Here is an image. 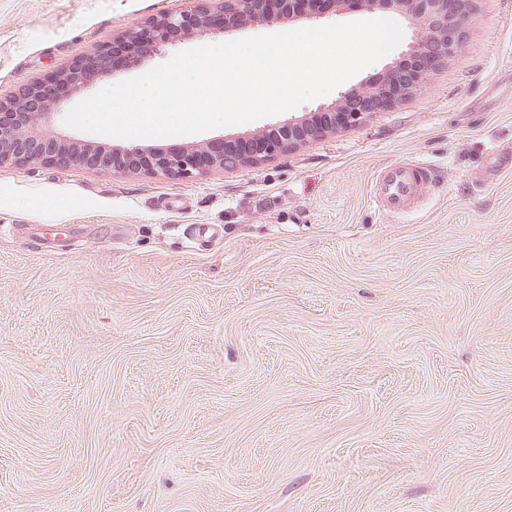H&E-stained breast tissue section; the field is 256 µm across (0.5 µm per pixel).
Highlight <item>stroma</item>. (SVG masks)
Here are the masks:
<instances>
[{"mask_svg": "<svg viewBox=\"0 0 512 512\" xmlns=\"http://www.w3.org/2000/svg\"><path fill=\"white\" fill-rule=\"evenodd\" d=\"M195 7L0 0V96ZM0 512H512V0L255 168H0ZM440 174L423 160L404 161L384 167L372 182V195L380 209L398 214L410 211Z\"/></svg>", "mask_w": 512, "mask_h": 512, "instance_id": "stroma-1", "label": "stroma"}]
</instances>
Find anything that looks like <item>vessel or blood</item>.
I'll return each mask as SVG.
<instances>
[{"label":"vessel or blood","mask_w":512,"mask_h":512,"mask_svg":"<svg viewBox=\"0 0 512 512\" xmlns=\"http://www.w3.org/2000/svg\"><path fill=\"white\" fill-rule=\"evenodd\" d=\"M437 168L423 160L404 161L384 167L372 182V195L385 212L410 211L424 196L429 185L437 183Z\"/></svg>","instance_id":"1"}]
</instances>
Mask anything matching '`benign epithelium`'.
<instances>
[{"instance_id":"1","label":"benign epithelium","mask_w":512,"mask_h":512,"mask_svg":"<svg viewBox=\"0 0 512 512\" xmlns=\"http://www.w3.org/2000/svg\"><path fill=\"white\" fill-rule=\"evenodd\" d=\"M475 0H203L194 11H161L127 28L72 61L47 81L0 97V166L79 167L97 172H143L190 177L214 170L257 167L304 142L322 139L359 124L413 95L427 76L452 56L470 31ZM393 12L413 31L399 60L389 64L379 83L353 86L311 115L290 117L242 137L187 143L164 150L152 146L107 149L94 141L68 138L51 130L57 110L73 92L112 75L124 58H147L194 36L224 35L247 26L274 25L329 11Z\"/></svg>"}]
</instances>
